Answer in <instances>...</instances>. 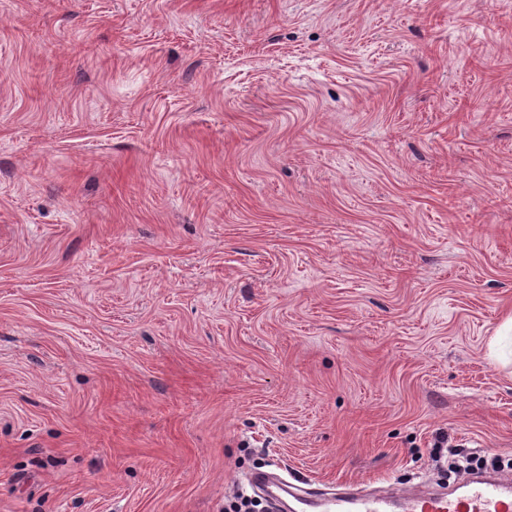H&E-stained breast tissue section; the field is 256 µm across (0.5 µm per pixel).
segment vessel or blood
Listing matches in <instances>:
<instances>
[{"instance_id": "vessel-or-blood-1", "label": "vessel or blood", "mask_w": 512, "mask_h": 512, "mask_svg": "<svg viewBox=\"0 0 512 512\" xmlns=\"http://www.w3.org/2000/svg\"><path fill=\"white\" fill-rule=\"evenodd\" d=\"M254 482L273 512H512V486L490 478L465 479L453 492L423 497L401 491L328 495L274 473L256 475Z\"/></svg>"}]
</instances>
